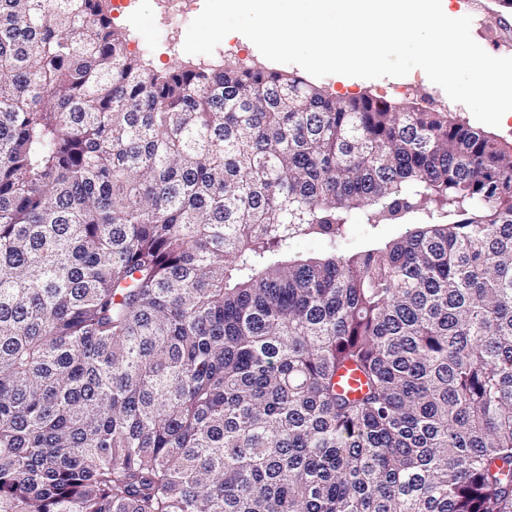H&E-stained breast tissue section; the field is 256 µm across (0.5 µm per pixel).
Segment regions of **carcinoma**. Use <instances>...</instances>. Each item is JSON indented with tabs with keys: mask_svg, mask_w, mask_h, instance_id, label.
Segmentation results:
<instances>
[{
	"mask_svg": "<svg viewBox=\"0 0 512 512\" xmlns=\"http://www.w3.org/2000/svg\"><path fill=\"white\" fill-rule=\"evenodd\" d=\"M105 8L0 0V512H512V147ZM170 1L172 0H138V11L134 15L124 18L121 22L117 20L112 22L114 28L129 35L128 51L133 55L141 56L144 48H147L149 52L146 59L156 70L166 69L181 59L184 62L187 60L205 62L217 57L215 50L211 55H189L183 50L188 26L202 11L204 0H196L188 4L189 15L179 20H175L172 16L174 6ZM131 40L139 41L142 50L133 53L130 50ZM166 43H169L170 47L175 46L177 56H170L169 51L165 54ZM405 224H379L371 229L366 224H351L346 253H356L400 237Z\"/></svg>",
	"mask_w": 512,
	"mask_h": 512,
	"instance_id": "cac0c4a2",
	"label": "carcinoma"
}]
</instances>
